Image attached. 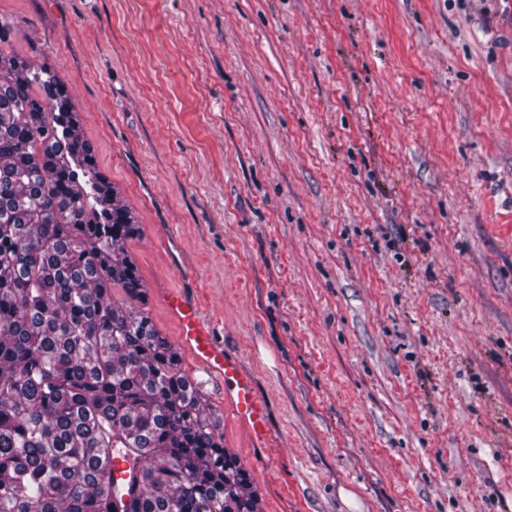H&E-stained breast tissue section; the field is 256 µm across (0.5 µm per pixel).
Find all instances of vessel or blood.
I'll list each match as a JSON object with an SVG mask.
<instances>
[{
  "label": "vessel or blood",
  "instance_id": "b4317fda",
  "mask_svg": "<svg viewBox=\"0 0 512 512\" xmlns=\"http://www.w3.org/2000/svg\"><path fill=\"white\" fill-rule=\"evenodd\" d=\"M146 295L148 306L161 309L174 324L180 350L220 383L225 403L248 434L253 448L262 449L269 438L265 404L257 395L251 376L225 349L194 298L186 288H174L164 281L149 285ZM138 472V465L129 456L119 454L112 458L108 476L114 483L112 502L117 512H126L131 501L128 489Z\"/></svg>",
  "mask_w": 512,
  "mask_h": 512
}]
</instances>
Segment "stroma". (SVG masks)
Segmentation results:
<instances>
[{"label":"stroma","instance_id":"35a3bbf8","mask_svg":"<svg viewBox=\"0 0 512 512\" xmlns=\"http://www.w3.org/2000/svg\"><path fill=\"white\" fill-rule=\"evenodd\" d=\"M253 378L259 512H512V0H0Z\"/></svg>","mask_w":512,"mask_h":512}]
</instances>
